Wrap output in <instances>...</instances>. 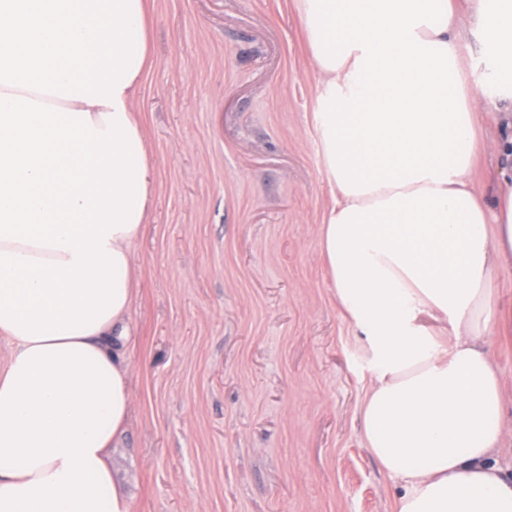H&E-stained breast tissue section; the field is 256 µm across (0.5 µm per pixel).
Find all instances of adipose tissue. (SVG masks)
I'll return each mask as SVG.
<instances>
[{"mask_svg":"<svg viewBox=\"0 0 512 512\" xmlns=\"http://www.w3.org/2000/svg\"><path fill=\"white\" fill-rule=\"evenodd\" d=\"M322 78L333 201L319 252L372 354L365 443L394 512H512V0H295ZM151 0H0V512H134L112 473L128 430L133 250L155 166L134 102ZM492 63L463 64L461 22ZM492 109L477 111L479 99ZM500 127L499 178L472 177ZM492 356L500 368L505 383V391L507 396L505 422L507 431L510 435V444L508 447L512 448V347L508 350H501L493 345Z\"/></svg>","mask_w":512,"mask_h":512,"instance_id":"1","label":"adipose tissue"}]
</instances>
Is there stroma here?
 Returning a JSON list of instances; mask_svg holds the SVG:
<instances>
[{"mask_svg":"<svg viewBox=\"0 0 512 512\" xmlns=\"http://www.w3.org/2000/svg\"><path fill=\"white\" fill-rule=\"evenodd\" d=\"M136 108L156 188L135 247L136 512H392L366 344L325 276L321 88L293 0H154Z\"/></svg>","mask_w":512,"mask_h":512,"instance_id":"obj_1","label":"stroma"}]
</instances>
